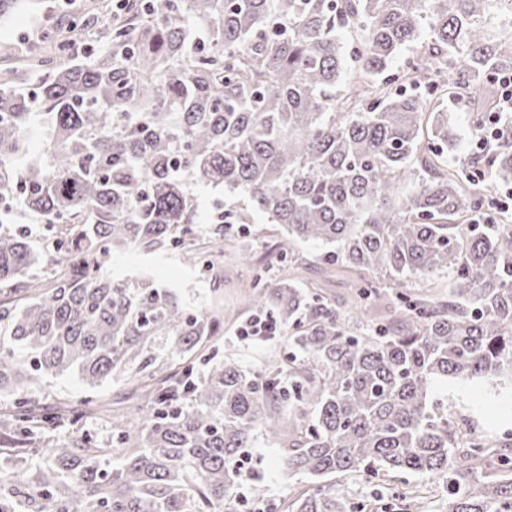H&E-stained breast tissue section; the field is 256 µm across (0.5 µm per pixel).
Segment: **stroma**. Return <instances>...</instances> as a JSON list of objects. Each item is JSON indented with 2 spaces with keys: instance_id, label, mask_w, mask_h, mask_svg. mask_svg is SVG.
Here are the masks:
<instances>
[{
  "instance_id": "obj_1",
  "label": "stroma",
  "mask_w": 512,
  "mask_h": 512,
  "mask_svg": "<svg viewBox=\"0 0 512 512\" xmlns=\"http://www.w3.org/2000/svg\"><path fill=\"white\" fill-rule=\"evenodd\" d=\"M79 0H20L18 8L0 18V42L7 41L18 50L28 49L46 28L56 25L74 9ZM187 189L198 202L201 225H209L217 211L233 212L243 207L241 197L195 180ZM277 239L265 227L264 216H256L250 227L246 258L225 253L218 263L222 273L211 278L200 274L196 263L177 249L144 252L130 250L113 258L109 271L113 278H146L175 289L190 310L224 308V336L215 344L218 357L230 356L240 364L255 369L268 357L286 350L285 338L268 342L241 339L239 328L250 313L242 305L243 287L249 282L269 280L277 266ZM448 410L458 420L459 429L480 434L512 430V393L490 397L487 390L472 384L448 383L443 389ZM250 466L256 482L264 485L269 498L276 499L287 489L289 480L280 463V449L268 438H258L250 450Z\"/></svg>"
}]
</instances>
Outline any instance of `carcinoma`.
<instances>
[{"mask_svg":"<svg viewBox=\"0 0 512 512\" xmlns=\"http://www.w3.org/2000/svg\"><path fill=\"white\" fill-rule=\"evenodd\" d=\"M504 70L512 0H127L116 17L93 0L0 67V512H223L259 436L305 477L278 501L249 484L268 512H377L332 477L407 473L442 486L438 512H512V477L480 475L512 473V436L459 442L436 395L512 389V224L475 223L492 187L448 163L442 105L483 111ZM37 113L47 163L29 150ZM482 161L512 180V139L468 166ZM189 177L248 207L199 233ZM18 203L44 221L41 242L13 223ZM255 213L288 272L246 305L288 327V353L198 370L224 310L108 266L172 247L210 256L211 275L224 224ZM305 242L344 280L342 302L295 275ZM48 254L45 283L32 270ZM132 368L140 400L115 413L93 389ZM68 372L85 396L38 398L41 378ZM394 494L421 512L415 490Z\"/></svg>","mask_w":512,"mask_h":512,"instance_id":"obj_1","label":"carcinoma"}]
</instances>
